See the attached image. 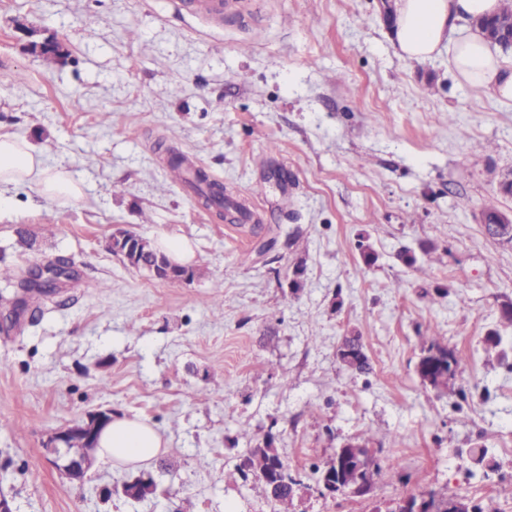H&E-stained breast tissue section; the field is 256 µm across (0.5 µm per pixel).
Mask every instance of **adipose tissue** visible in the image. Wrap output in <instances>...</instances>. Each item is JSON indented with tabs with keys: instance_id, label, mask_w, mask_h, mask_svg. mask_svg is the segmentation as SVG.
I'll list each match as a JSON object with an SVG mask.
<instances>
[{
	"instance_id": "ef3b65f1",
	"label": "adipose tissue",
	"mask_w": 512,
	"mask_h": 512,
	"mask_svg": "<svg viewBox=\"0 0 512 512\" xmlns=\"http://www.w3.org/2000/svg\"><path fill=\"white\" fill-rule=\"evenodd\" d=\"M500 0H397L394 44L407 59L424 61L447 49L448 63L466 83L487 88L503 101H512V65L494 55L476 32L457 41L450 34L459 22L498 11ZM30 184L43 195L76 199L82 189L62 168L45 166L27 142L0 136V186ZM163 446L156 429L138 418L114 416L99 438L103 457L122 464L155 458Z\"/></svg>"
}]
</instances>
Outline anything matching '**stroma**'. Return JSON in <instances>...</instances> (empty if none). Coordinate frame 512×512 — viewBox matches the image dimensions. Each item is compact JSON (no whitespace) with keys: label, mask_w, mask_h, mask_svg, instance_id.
Instances as JSON below:
<instances>
[{"label":"stroma","mask_w":512,"mask_h":512,"mask_svg":"<svg viewBox=\"0 0 512 512\" xmlns=\"http://www.w3.org/2000/svg\"><path fill=\"white\" fill-rule=\"evenodd\" d=\"M242 3L217 27L171 0H0V134L83 191H0V271L73 269L40 304L0 285V493L13 512H275L255 477H225L269 442L301 482L293 512L424 491L512 512V244L481 224L512 215V104L462 83L447 51L401 57L379 0ZM48 40L64 59L33 52ZM167 146L260 226L204 210ZM119 230L187 238L194 277L130 267ZM351 330L370 373L336 356ZM426 336L467 358L456 392L421 380ZM107 409L153 426L160 454L68 481L49 436ZM358 438L382 469L371 494H322ZM479 447L494 470L469 465ZM143 472L156 493L122 494Z\"/></svg>","instance_id":"stroma-1"}]
</instances>
